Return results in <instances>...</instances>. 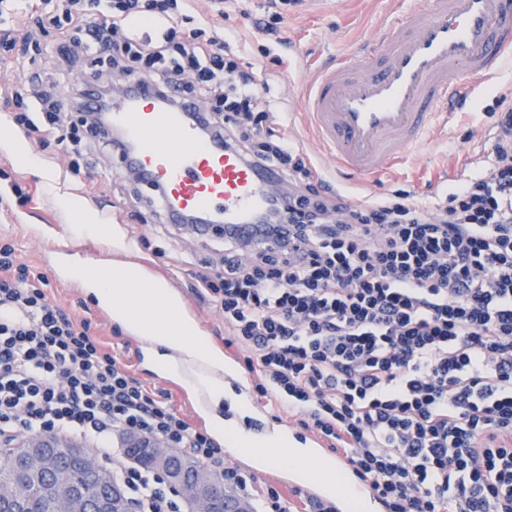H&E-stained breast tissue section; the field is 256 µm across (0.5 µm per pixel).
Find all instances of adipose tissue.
I'll use <instances>...</instances> for the list:
<instances>
[{"label": "adipose tissue", "instance_id": "adipose-tissue-1", "mask_svg": "<svg viewBox=\"0 0 512 512\" xmlns=\"http://www.w3.org/2000/svg\"><path fill=\"white\" fill-rule=\"evenodd\" d=\"M70 274L112 321L145 344L159 370L185 378L190 389L203 394L214 430L227 447L263 467L289 461L305 480L325 482L335 473L333 462L315 461L312 449L298 446L284 430L256 435L223 418L224 380L234 368L225 362L223 349L198 330L166 279L146 275L139 263L130 261L109 271L82 264Z\"/></svg>", "mask_w": 512, "mask_h": 512}]
</instances>
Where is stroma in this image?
<instances>
[{
  "instance_id": "obj_1",
  "label": "stroma",
  "mask_w": 512,
  "mask_h": 512,
  "mask_svg": "<svg viewBox=\"0 0 512 512\" xmlns=\"http://www.w3.org/2000/svg\"><path fill=\"white\" fill-rule=\"evenodd\" d=\"M269 0H240L229 19L214 16L210 0H197L195 22L224 26L232 35L231 45L250 62L259 77L267 80L270 98L281 114V131L327 171L330 185H346L363 197L394 190L417 192L426 203L437 202L447 190L449 168L468 167L471 158H483L489 148L492 121L488 113L500 94L512 91V63L504 64L491 81L480 83L468 107L447 123L437 122L430 138L410 150L403 164L376 178L353 179L336 168L325 154L301 115L304 87L313 81L314 65H327L351 57L356 49L379 35L386 24L408 6L407 0H303L290 11L282 25L281 42H269L258 25L267 13ZM304 55L309 67L291 70L286 61ZM42 165L31 168L0 148V243L12 244L20 260L36 271L64 269L92 253L95 264L108 267L128 259L141 263L151 274L164 277L178 292L185 308L195 315L201 330L216 344H223L224 314L214 302L203 300L194 288V273L203 263L220 262L224 242L203 239L193 230L164 223L161 216L143 214L131 218L133 202L112 178V157H104L91 176L72 173V159L54 139L26 140ZM29 191L32 199L20 203L15 187ZM82 200L93 211L108 206L112 224L121 230L131 252L112 248L107 238L72 237L70 227L78 218L66 210L61 195ZM50 301L79 321H87L91 332L106 348L115 349L134 375L162 387L161 374L151 360L137 361L140 343L92 304L82 286L50 279Z\"/></svg>"
}]
</instances>
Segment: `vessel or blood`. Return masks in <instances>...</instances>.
I'll return each instance as SVG.
<instances>
[{"label": "vessel or blood", "instance_id": "vessel-or-blood-1", "mask_svg": "<svg viewBox=\"0 0 512 512\" xmlns=\"http://www.w3.org/2000/svg\"><path fill=\"white\" fill-rule=\"evenodd\" d=\"M508 60L512 0H410L374 43L320 69L304 109L337 167L370 178L471 99L472 77L490 79ZM108 125L124 134L118 171L135 168L156 187L171 222L194 215L220 234L265 207L272 172L203 139L186 112L138 94L113 102Z\"/></svg>", "mask_w": 512, "mask_h": 512}]
</instances>
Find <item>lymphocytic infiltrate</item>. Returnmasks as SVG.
<instances>
[{
    "mask_svg": "<svg viewBox=\"0 0 512 512\" xmlns=\"http://www.w3.org/2000/svg\"><path fill=\"white\" fill-rule=\"evenodd\" d=\"M0 46L54 37L44 76L82 62L97 101L113 79L173 106L206 103L204 127L248 162L277 169L255 233L224 236L221 273L198 272L219 303L258 403L298 415L383 512H512V96L489 112L480 170L435 207L410 191L347 201L274 129L267 87L240 69L223 30L190 27L193 0H10ZM14 120L84 157L60 124L84 85L44 93ZM47 277L0 245V439L69 433L102 447L134 512H180L154 473L107 446L138 431L210 466L252 512H336L291 500L224 463L192 426L47 295Z\"/></svg>",
    "mask_w": 512,
    "mask_h": 512,
    "instance_id": "lymphocytic-infiltrate-1",
    "label": "lymphocytic infiltrate"
}]
</instances>
